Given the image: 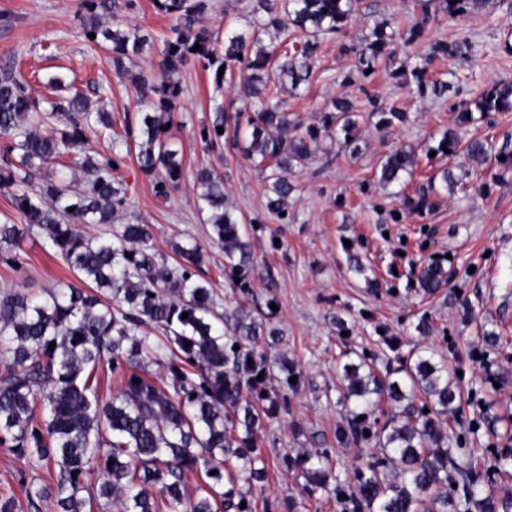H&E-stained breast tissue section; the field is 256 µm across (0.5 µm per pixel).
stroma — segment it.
Listing matches in <instances>:
<instances>
[{
	"mask_svg": "<svg viewBox=\"0 0 512 512\" xmlns=\"http://www.w3.org/2000/svg\"><path fill=\"white\" fill-rule=\"evenodd\" d=\"M207 27L216 36L253 27L255 0H209ZM414 0H358L360 18L346 36L321 38L317 67L310 83L294 92H278L284 109L310 118L345 89L344 74L354 60L340 50L343 39H358L363 18H396L401 29L415 21ZM82 0H0V74L19 70L37 97H48L44 83L51 74L65 77L66 92L82 91L91 105L111 112L116 133L138 123L139 102L130 81L119 79L107 54L85 40L79 26ZM111 21L137 24L156 35L172 25L153 0H112ZM470 33L475 53L470 62L437 61L431 75L458 83L470 97L502 79L512 80V0H490L462 25L441 21L429 38L455 39ZM183 94L174 112L173 132L183 148L184 173L180 187L168 200L154 194L153 183L141 174L135 157H127L116 178L127 187L128 212L154 228L159 260L173 264L169 241L173 235L191 236L209 247V261L201 274L218 293V308L232 311L236 295L223 274L224 254L211 245L210 225L194 204V173L208 165L224 177L231 204L244 220H259L253 236L255 253L254 300L267 295L265 270L273 268L279 311L271 325L279 332L273 356L294 362L302 376L290 409L283 419L263 423L257 435L268 463V478L254 485L249 497L253 512H288L297 500V512H343L333 496L305 498L302 477L283 473L278 458L285 451L328 450L345 480H352L360 463L362 443L336 441L337 426L345 425L346 411L337 387L346 360L369 356L378 371L405 366L417 347L442 353L448 372L461 390L459 411L450 421L461 442L458 458L490 446L512 450V166L490 161L472 170L453 196H439L434 210L424 216L394 221L402 198L376 188L379 161L395 145L414 149L419 163L411 178L418 186L442 167L463 165L460 156H429L431 135L447 127L451 115L446 102L418 99L386 73H379L366 90L345 91L356 101L376 93L409 112L407 125L380 135L368 110L358 116L360 154H350L341 141L322 138L312 160L296 170L300 192L290 202L295 221L282 224L267 212L269 182L243 153L225 144L222 152L203 153L194 136L212 117L215 106L236 112L250 100L240 87L216 89L209 72L190 64L175 76ZM357 254L367 268L358 274L349 267ZM438 262L447 269L452 286L424 294L413 280L421 264ZM375 286H368V279ZM72 271L56 259L42 235L23 240L20 263H0V293L23 289L40 295L46 289L72 282ZM472 318H464V308ZM345 325L337 330L332 316ZM433 325L430 335L416 330L420 318ZM495 332L497 347H487L483 336ZM395 348H388L387 340Z\"/></svg>",
	"mask_w": 512,
	"mask_h": 512,
	"instance_id": "obj_1",
	"label": "stroma"
}]
</instances>
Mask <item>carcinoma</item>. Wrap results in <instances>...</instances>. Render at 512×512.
<instances>
[{"mask_svg": "<svg viewBox=\"0 0 512 512\" xmlns=\"http://www.w3.org/2000/svg\"><path fill=\"white\" fill-rule=\"evenodd\" d=\"M153 2L174 20L163 42L158 77L127 67L153 47L152 32L137 25H110L112 0H83L84 37L107 50L117 76L130 80L140 93L137 135L125 144L113 140L110 155L91 152L88 133L112 129L111 113L92 108L79 91L67 98L40 99L16 73L0 76V138L7 140L0 148V191L24 218L22 224L10 219L0 224V261L17 264L21 242L37 229L76 276V283L50 288L41 297L23 289L0 295V444H8L19 462L48 475V483L40 485L20 477L33 508L39 499L49 501L52 512H97L106 505L117 512H253L242 486L267 478L257 430L288 414V393L300 385L290 382L300 376L294 364L260 350L266 337L276 335L266 328L275 315L270 308L278 303L275 294L253 312L238 305L228 327L211 283L198 279L207 262L204 245L174 240L176 263L160 264L152 225L118 223L128 206L127 188L112 170L123 154H135L141 174L160 197L183 178V152L172 148L170 128L181 94L173 75L194 63L210 72L219 89L235 76L242 80L252 98L250 111L231 116L216 108L198 130V139L210 153L228 133L235 141L244 137L248 158L269 172L266 210L283 224L290 219L288 201L297 191L291 176L311 159L321 136L338 135L351 154L359 153L358 109L347 96L332 97L311 123L272 102L268 94L272 75L292 90L309 81L319 36L345 31L357 13V0H257L265 16L250 33L225 35L221 52L203 26L208 0ZM488 3L418 0V20L401 40L405 48L424 40L425 52L410 70L395 69L389 76L416 98L456 97L460 87L430 78L429 67L445 58L470 61L471 36L461 32L448 42L427 41L425 35L439 16L458 23ZM290 28L303 39L282 51ZM395 40L390 22L365 25L357 40L341 46L355 58V70L341 84L372 81L379 62L396 54ZM197 44L200 50L192 51ZM367 102L377 130L406 124L408 112L397 103L378 95ZM448 111L451 123L440 132L434 151L461 154L476 168L492 158L512 162L511 139L494 154L487 140L465 130L494 112L512 111L511 80L454 102ZM62 157L75 158L83 173L80 180L30 184L31 172L52 167ZM416 165L414 153L395 148L381 159L377 184L400 185ZM466 175L448 167L436 170L414 194L403 196L395 221L432 211L434 198L454 194ZM194 182L198 210L211 225L210 241L224 251L225 277L243 297L253 296V244L229 203L224 178L200 167ZM80 224L108 229L92 236L80 231ZM417 283L432 295L448 288L450 278L444 267L431 262L421 265ZM105 361L120 381L109 398L99 394L95 373ZM152 365L162 368L165 377H154ZM276 367L283 374L277 391L269 387ZM342 370L349 426L336 429V440L356 438L373 444L381 455H370L355 468L354 489L346 494L329 452L282 454V470L304 479L305 495L334 491L349 512H512V495L483 492L482 473L473 462L453 457L456 438L448 433L447 417L457 411L460 392L442 354L422 348L413 364L384 374L363 358L345 363ZM415 391L425 396L429 412L413 409L409 400ZM384 398L397 412L384 427L370 430L361 417H369L374 403ZM191 477L200 480L192 493ZM455 484L463 494H457Z\"/></svg>", "mask_w": 512, "mask_h": 512, "instance_id": "carcinoma-1", "label": "carcinoma"}]
</instances>
